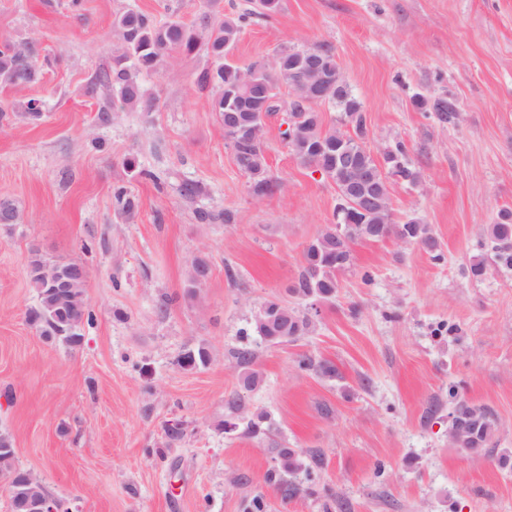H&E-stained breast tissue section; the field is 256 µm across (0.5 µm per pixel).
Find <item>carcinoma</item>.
<instances>
[{
  "mask_svg": "<svg viewBox=\"0 0 512 512\" xmlns=\"http://www.w3.org/2000/svg\"><path fill=\"white\" fill-rule=\"evenodd\" d=\"M244 20L245 17L241 15H219L210 10L201 11L190 24L179 20L161 23L152 14L134 9L115 16L113 28L117 32V42L112 54V65L99 71L87 87L90 95L104 93V102L98 109V122L108 123L116 104L122 111H154L155 100L143 88L140 77L158 71L173 54L188 58L201 50L205 51L208 64L197 74L195 83L201 88L215 91L211 107L224 127L227 126V113L235 111L234 105L240 98L242 83L247 78L268 89L270 97L275 99L283 86L295 93L299 92L303 73L295 66L293 59L304 51L302 47H283L272 61H256L246 69L231 60L230 53L240 40ZM317 48L320 49V58L326 72L332 77L336 76L340 69L334 48L328 43L319 44ZM39 56V45L35 41L23 44L0 42V84L26 88L38 83L41 77ZM319 103H328L336 108L340 113V126L325 125L321 113L314 106L292 100L288 103V128L283 136L300 164L327 173V177L336 185L338 203L333 221L324 225L305 248L299 275L288 288L295 298L304 303V308L279 300H267L255 313L254 330L267 343L296 341L311 332L316 320V315L309 309L312 298L319 296L328 300L336 296L338 274L353 265V245L378 241L373 236V228L377 224H396L400 234L421 246L434 259L443 260L441 245L429 225L416 218L398 223L393 219L391 183L401 181L415 186L421 178L420 169L406 145L396 143L393 149L383 153L380 160L371 153L365 142L367 128L362 103L343 78L338 83H329ZM415 105L440 124H451L455 120L456 105L448 98L428 99L420 96L415 99ZM9 112L16 113L18 119L37 120L42 115V102L30 98L17 106H0L1 119ZM264 131L265 120L260 118L251 130L248 163L240 166V170L250 180V190L255 197H265L281 187L269 174L263 147ZM349 152L359 157L372 171L374 187L384 197L382 209L374 210L365 205L358 209L343 198L345 158ZM139 207L138 198L126 187L112 188V208L117 216L130 220L138 213ZM340 237L344 238L347 248L341 260L329 249ZM481 249L482 254L474 257L467 267L470 276L482 277L489 266L512 273L511 209L501 210L497 220L486 225ZM57 272L55 262L40 259L30 278L37 302L27 310L26 317L37 323L42 336L68 345L71 339L82 337L81 330L92 320V311L86 299L83 279L73 282L71 287L59 294L49 296L39 292V284L54 278ZM283 308L288 309L286 328L279 334H273L262 321L263 314ZM234 357L240 367L239 382L245 388L254 389L259 383V373L253 368L255 350L249 345H243L234 351ZM208 361L209 353L204 347L190 349L179 359L180 366L185 369L203 366ZM298 367L323 379L338 378L333 364L311 356L300 357ZM227 408L229 416L245 421V434L257 439L266 436L265 413L247 409L237 394L227 401ZM448 415L469 422L476 428L475 433L465 435L458 445L460 453L464 454L466 449L476 445L490 453L496 450L498 419L491 408L452 394L448 399ZM273 452L277 466L268 472L266 480L285 498L301 493L302 483L299 478L313 482L323 466V453L318 449L275 448Z\"/></svg>",
  "mask_w": 512,
  "mask_h": 512,
  "instance_id": "1",
  "label": "carcinoma"
}]
</instances>
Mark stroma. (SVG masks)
Here are the masks:
<instances>
[{
    "instance_id": "obj_1",
    "label": "stroma",
    "mask_w": 512,
    "mask_h": 512,
    "mask_svg": "<svg viewBox=\"0 0 512 512\" xmlns=\"http://www.w3.org/2000/svg\"><path fill=\"white\" fill-rule=\"evenodd\" d=\"M205 5L83 0L76 14L69 0H0V40L38 41L50 60L38 84L0 85V101L44 102L38 121L0 120V198L21 210L18 224L0 227V432L17 463L71 512H242L257 494L270 512H512V466L451 447L447 411L425 416L452 392L487 405L512 451V274L463 273L484 226L512 208V0H281L270 18L254 0H218L217 11L250 15L233 51L240 65L285 45L333 46L363 103L368 148L378 156L404 142L421 170L418 185H391L396 221L430 224L444 255L391 238L354 245L314 330L280 344L249 324L262 302L291 301L303 250L337 205L335 185L292 155L284 112L267 118L264 138L282 187L258 200L225 146L211 91L195 83L205 54L143 75L156 101L148 114L118 111L102 125L99 100L85 93L112 62L116 14L189 23ZM418 96L454 100L458 119L438 124ZM186 182L200 194L182 196ZM117 184L140 201L131 221L112 209ZM35 248L87 271L94 321L77 348L26 320ZM199 257L211 274L188 297ZM200 343L209 362L179 367ZM243 343L261 376L251 391L232 356ZM304 354L334 364L339 380L300 370ZM236 392L267 414L269 440L225 430ZM172 422L184 427L176 442L165 434ZM273 439L324 454L316 485L296 498L265 480Z\"/></svg>"
}]
</instances>
